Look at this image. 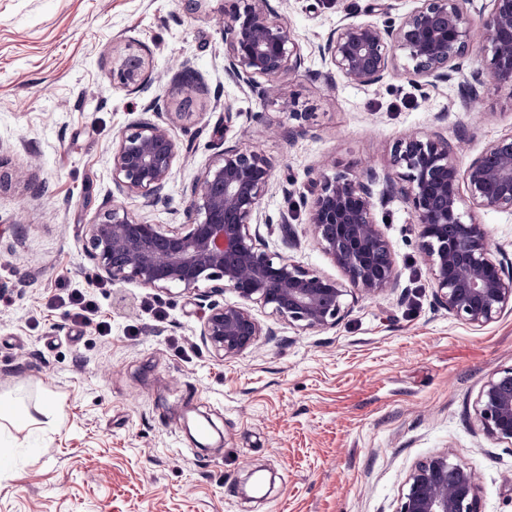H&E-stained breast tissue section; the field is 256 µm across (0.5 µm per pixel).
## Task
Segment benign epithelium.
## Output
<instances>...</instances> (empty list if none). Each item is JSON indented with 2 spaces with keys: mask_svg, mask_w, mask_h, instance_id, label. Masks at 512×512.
Wrapping results in <instances>:
<instances>
[{
  "mask_svg": "<svg viewBox=\"0 0 512 512\" xmlns=\"http://www.w3.org/2000/svg\"><path fill=\"white\" fill-rule=\"evenodd\" d=\"M235 2L224 25V71L261 95L259 79L301 66V57L269 0ZM417 2L396 23L337 25L317 46L318 55L347 82L364 86L382 81L401 57L411 83L435 87L450 80L469 46L479 43L491 58L487 69L470 72L469 96L485 86L487 70L492 88L512 98V0H486L479 7L477 0ZM474 12L487 17L477 25ZM114 73L130 92L151 83L149 62L139 51L122 55ZM176 154L169 129L144 122L119 139L112 179L152 206L172 177ZM394 162L402 169L398 179L405 183L403 195L436 285V301L457 319L478 326L512 310V273L491 256L484 225L472 214L475 209L512 213V132L488 144L464 168L442 137L401 140ZM377 180L370 173L364 179L336 174L311 181L306 221L321 250L341 270V279L260 243L252 226L270 223L261 204L272 187V170L260 154L238 149L224 150L192 187L189 223L170 229L115 207L91 225L89 254L111 281L185 293L222 282L237 301L212 306L200 336L215 355L234 357L261 336L254 304L290 326L322 330L344 318L347 297H372L398 287L392 246L375 216ZM477 418L489 439L512 445V367L483 386ZM406 485L396 512H480L479 482L447 451L421 461Z\"/></svg>",
  "mask_w": 512,
  "mask_h": 512,
  "instance_id": "obj_1",
  "label": "benign epithelium"
}]
</instances>
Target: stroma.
<instances>
[{
    "mask_svg": "<svg viewBox=\"0 0 512 512\" xmlns=\"http://www.w3.org/2000/svg\"><path fill=\"white\" fill-rule=\"evenodd\" d=\"M371 2L270 0L303 63L260 97L224 71L231 0H0V398L25 414L0 424V512H396L411 470L444 451L477 475L481 512H512V445L487 439L476 418L484 383L512 366V311L478 326L437 304L409 206L382 180L376 220L399 288L318 331L255 308L263 334L232 358L200 336L209 305L234 302L232 291L115 283L86 252L91 224L115 206L186 223L193 184L232 147L272 167L262 243L338 279L306 222L310 178L395 173V145L411 135L447 139L465 163L512 131L511 96L465 94L490 59L478 44L434 88L397 71L371 86L332 74L318 44L343 19L370 18ZM131 48L148 53L143 93L112 78ZM186 77L198 88L189 102ZM285 99L308 121L283 111ZM147 121L167 126L178 149L151 207L112 179L117 137ZM475 216L512 269V214ZM66 288L94 295L108 336L73 321ZM53 402L62 421L46 433L40 410ZM187 405L212 419L223 447L196 448ZM258 467L275 478L261 500L246 482Z\"/></svg>",
    "mask_w": 512,
    "mask_h": 512,
    "instance_id": "stroma-1",
    "label": "stroma"
}]
</instances>
